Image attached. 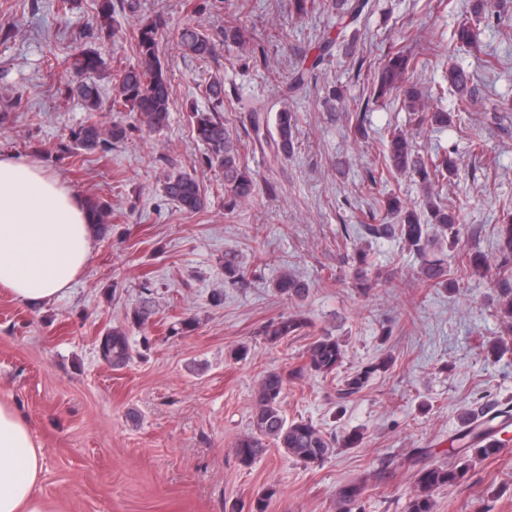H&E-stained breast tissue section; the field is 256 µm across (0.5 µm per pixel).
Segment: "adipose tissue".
Wrapping results in <instances>:
<instances>
[{"mask_svg": "<svg viewBox=\"0 0 512 512\" xmlns=\"http://www.w3.org/2000/svg\"><path fill=\"white\" fill-rule=\"evenodd\" d=\"M93 241L84 198L45 166L0 155V288L33 306L66 296ZM43 456L27 420L0 401V512H51Z\"/></svg>", "mask_w": 512, "mask_h": 512, "instance_id": "adipose-tissue-1", "label": "adipose tissue"}]
</instances>
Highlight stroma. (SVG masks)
<instances>
[{
    "mask_svg": "<svg viewBox=\"0 0 512 512\" xmlns=\"http://www.w3.org/2000/svg\"><path fill=\"white\" fill-rule=\"evenodd\" d=\"M116 33L101 34L98 0H77L61 14L56 0H0V101L18 100L0 126V153L52 167L68 187L112 207L106 235L95 237L89 261L67 296L29 306L0 288V400L27 418L44 448L40 495L52 512H238L255 493L277 489L268 512H337L336 495L363 482V512H407L414 490L411 459L431 449V462H454L451 439L463 416L512 402V332L498 313L493 274L466 276L457 288L432 292L414 285L419 257L395 240L345 234L374 199L398 194L423 202L417 177L400 175L368 186L367 169L389 129L413 135L419 153L450 151L459 165L442 200L459 213L465 233L443 242L493 253L497 226L512 211V0H490L500 20L477 21L480 50L456 47L454 32L469 0H374L358 26L357 56L334 53L316 80L290 93L293 68L334 36L336 18L322 6L296 12L290 0H123ZM261 38L266 63L249 61V45L225 41L228 16ZM161 24L160 58L172 87L169 125L132 132L108 153L75 158L57 151L86 117L82 102L60 94L70 73L54 62L93 47L107 63L98 80L111 104L119 70L138 61L132 32ZM188 23L203 27L216 52L201 62L183 55L176 39ZM414 30L428 51L412 81L443 84L449 62L475 75L470 111L451 98L430 101L454 112L450 126L419 125L396 94L373 99V79L402 31ZM499 64L487 70V56ZM224 84V121L242 144V162L255 173L254 197L229 210L224 176L200 164L203 144L191 109L209 110L212 80ZM343 98L330 106L328 93ZM259 99L268 119L295 112L294 152L272 161L251 147L244 104ZM367 133L358 135L357 121ZM483 151L471 148L472 142ZM195 172L207 205L182 210L162 193L170 167ZM276 184L268 195L265 183ZM369 247L371 287L361 290L344 262ZM237 254L249 285L224 280V255ZM286 272L310 286L302 301L275 288ZM222 300H215V293ZM154 313L131 319L144 298ZM286 314L304 316L302 335L267 343L260 328ZM125 328L130 363L112 368L98 340ZM332 333L346 350L333 375L290 381L282 408L328 436L359 432L355 448L336 449L323 463L304 465L278 448L250 466L233 454L250 429L262 375L302 361L312 337ZM387 369H380L383 357ZM375 366L368 385L344 396L345 377ZM493 458L472 457L457 485L438 489L434 512H512V433Z\"/></svg>",
    "mask_w": 512,
    "mask_h": 512,
    "instance_id": "35a3bbf8",
    "label": "stroma"
}]
</instances>
